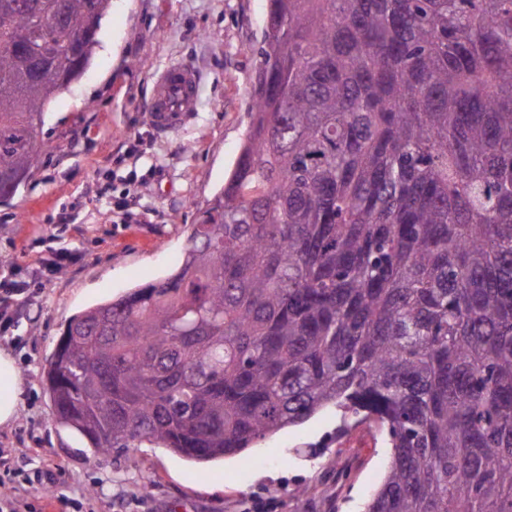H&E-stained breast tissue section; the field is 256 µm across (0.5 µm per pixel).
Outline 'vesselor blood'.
Returning <instances> with one entry per match:
<instances>
[{"instance_id": "b4317fda", "label": "vessel or blood", "mask_w": 512, "mask_h": 512, "mask_svg": "<svg viewBox=\"0 0 512 512\" xmlns=\"http://www.w3.org/2000/svg\"><path fill=\"white\" fill-rule=\"evenodd\" d=\"M199 81L196 71L174 63L160 71L153 83L149 120L157 133L179 128L197 107Z\"/></svg>"}]
</instances>
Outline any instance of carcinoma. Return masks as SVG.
Segmentation results:
<instances>
[{
	"instance_id": "1",
	"label": "carcinoma",
	"mask_w": 512,
	"mask_h": 512,
	"mask_svg": "<svg viewBox=\"0 0 512 512\" xmlns=\"http://www.w3.org/2000/svg\"><path fill=\"white\" fill-rule=\"evenodd\" d=\"M0 0V179L112 0ZM252 125L171 276L44 371L96 453L198 463L319 409L385 429L368 512H512V0H268Z\"/></svg>"
}]
</instances>
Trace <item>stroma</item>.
Here are the masks:
<instances>
[{
  "label": "stroma",
  "instance_id": "obj_1",
  "mask_svg": "<svg viewBox=\"0 0 512 512\" xmlns=\"http://www.w3.org/2000/svg\"><path fill=\"white\" fill-rule=\"evenodd\" d=\"M267 0H112L94 57L45 114L41 162L0 203V261L17 281L58 234L71 266L45 289L16 296L17 322L0 335L26 382L15 421L0 427V496L30 512H363L389 461L386 436L366 422L337 435L334 409L251 448L198 463L145 442L100 455L59 424L43 372L82 310L164 279L181 265L192 224L224 185L251 120ZM196 70L189 122L157 134L147 111L154 74ZM40 447L17 459L15 448Z\"/></svg>",
  "mask_w": 512,
  "mask_h": 512
}]
</instances>
